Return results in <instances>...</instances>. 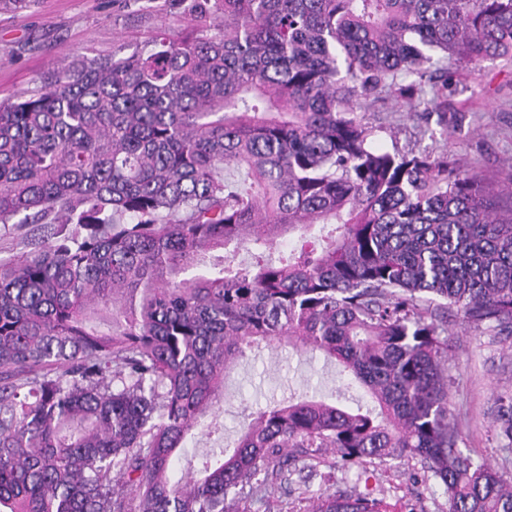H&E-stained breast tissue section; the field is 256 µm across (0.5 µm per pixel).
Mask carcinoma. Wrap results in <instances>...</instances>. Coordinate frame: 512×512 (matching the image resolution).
<instances>
[{
	"label": "carcinoma",
	"instance_id": "1",
	"mask_svg": "<svg viewBox=\"0 0 512 512\" xmlns=\"http://www.w3.org/2000/svg\"><path fill=\"white\" fill-rule=\"evenodd\" d=\"M190 18L84 57L0 106V512H387L294 472L395 456L448 512H512L462 448L448 311L512 336V183L374 146L391 101L448 129V68L512 56V0H167ZM316 224L333 225L314 237ZM296 236L278 260L279 241ZM108 327H101V323ZM341 363L377 413L306 397L258 411L233 452L227 372L263 345ZM494 428L512 453V392Z\"/></svg>",
	"mask_w": 512,
	"mask_h": 512
}]
</instances>
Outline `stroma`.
<instances>
[{
    "label": "stroma",
    "instance_id": "35a3bbf8",
    "mask_svg": "<svg viewBox=\"0 0 512 512\" xmlns=\"http://www.w3.org/2000/svg\"><path fill=\"white\" fill-rule=\"evenodd\" d=\"M165 28L181 37L186 22L180 10L152 8L148 0H36L27 9L0 15V104L28 97L41 76L68 67L81 56L132 52L152 31ZM456 94L448 101L459 122L440 130L425 115L406 116L387 106L364 113L376 127V142L434 157L448 155L467 164L496 188L512 183V62L484 61L480 68H455ZM448 338V395L452 407L466 413L461 445L478 461L500 469L512 481V467L502 465L500 439L488 410L500 391L512 388V337L491 336L451 319ZM221 420L223 437L194 434L191 448H219L237 437L245 409L320 391L370 404L340 364H323L303 347L284 346L252 354L230 372ZM413 466L396 458L378 467H337L332 481H308L310 492L323 488L358 490L383 499L391 512H445L446 497L436 481L413 483Z\"/></svg>",
    "mask_w": 512,
    "mask_h": 512
}]
</instances>
